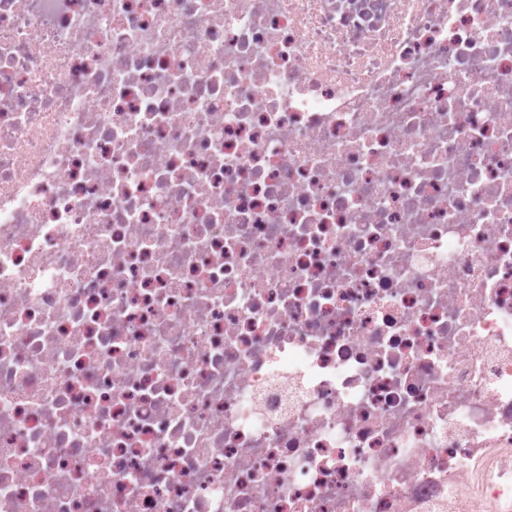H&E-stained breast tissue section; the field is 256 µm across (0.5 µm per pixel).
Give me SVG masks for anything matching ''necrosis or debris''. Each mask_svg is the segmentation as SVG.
Wrapping results in <instances>:
<instances>
[{"instance_id": "1", "label": "necrosis or debris", "mask_w": 512, "mask_h": 512, "mask_svg": "<svg viewBox=\"0 0 512 512\" xmlns=\"http://www.w3.org/2000/svg\"><path fill=\"white\" fill-rule=\"evenodd\" d=\"M0 512H512V0H0Z\"/></svg>"}]
</instances>
